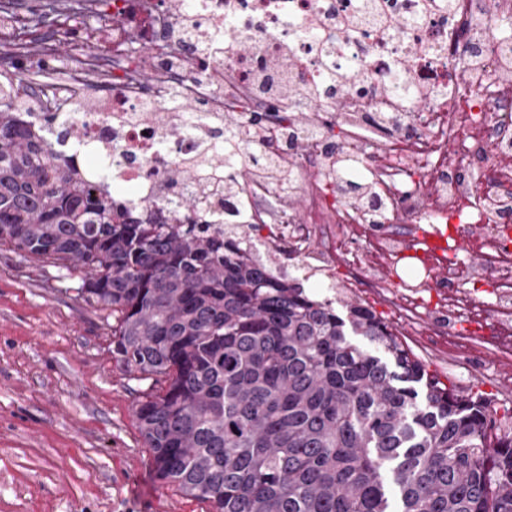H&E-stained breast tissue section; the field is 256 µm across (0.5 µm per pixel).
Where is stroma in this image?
Listing matches in <instances>:
<instances>
[{"label": "stroma", "instance_id": "obj_1", "mask_svg": "<svg viewBox=\"0 0 512 512\" xmlns=\"http://www.w3.org/2000/svg\"><path fill=\"white\" fill-rule=\"evenodd\" d=\"M398 276L380 266L352 279L339 268L335 292L314 295L371 308L428 373L490 401L498 434L512 435V359L469 324L445 341L428 315L406 317L370 284ZM494 282L481 258H465L460 285L479 313ZM79 285L78 274L0 248V512H206L157 479L133 414L150 383L113 360L112 316L78 295Z\"/></svg>", "mask_w": 512, "mask_h": 512}]
</instances>
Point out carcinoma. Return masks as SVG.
Masks as SVG:
<instances>
[{
  "mask_svg": "<svg viewBox=\"0 0 512 512\" xmlns=\"http://www.w3.org/2000/svg\"><path fill=\"white\" fill-rule=\"evenodd\" d=\"M39 2L19 36L54 10ZM54 82H0V246L80 272L77 292L112 310V358L160 384L133 406L159 480L209 512H512V437L486 400L428 374L360 303L340 314L259 265L194 204L130 215L47 137L57 111L29 120ZM224 121V160L246 173L224 193L243 197L264 117ZM336 149L326 176L361 209L369 181Z\"/></svg>",
  "mask_w": 512,
  "mask_h": 512,
  "instance_id": "cac0c4a2",
  "label": "carcinoma"
}]
</instances>
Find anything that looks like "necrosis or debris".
Returning <instances> with one entry per match:
<instances>
[{
	"instance_id": "1",
	"label": "necrosis or debris",
	"mask_w": 512,
	"mask_h": 512,
	"mask_svg": "<svg viewBox=\"0 0 512 512\" xmlns=\"http://www.w3.org/2000/svg\"><path fill=\"white\" fill-rule=\"evenodd\" d=\"M380 2L388 16L403 20L401 31L370 20L354 32L340 30L338 18L353 15L361 0H194L190 9L164 8L160 0H112L109 42H101L93 25L75 44L61 22L46 35L49 45L70 43L78 59L86 46H95L102 74L91 94L81 67H72L56 96L62 111L78 116L83 142L111 169L113 187L127 188L122 201L135 210L166 197L171 167L217 155L225 113L272 103L273 88L253 82L262 63L288 58L299 86L322 83L336 69L354 71L338 101L353 115L344 130L320 117L336 102L330 95L285 102L260 156L297 174L319 171L334 158L337 134L352 138L369 129V146L358 162L385 221L372 223L343 206L329 180H300L285 190L264 178L251 185L244 224L256 225L273 262L297 255L327 275L338 266L358 273L365 255L399 266L419 245L411 225H452L451 243L434 264H418L412 281L381 284L383 295L397 297L411 314L425 289L438 288L433 323L451 337L474 304L458 288V246L481 226L483 261L496 272L488 333L497 337L499 353L512 358V168L497 164L499 156H512V33L493 42L485 38L491 15L512 17V0H455L450 8L440 0ZM192 51L200 66L188 75L181 63ZM398 61L408 68L412 92L393 105L376 89ZM459 95L466 98L465 110H449L448 98ZM200 96L207 100L202 111L195 104ZM295 110L317 115L297 153L284 135ZM477 181L483 185L478 202L461 208ZM292 192L304 197V215L288 207ZM361 237L362 254L354 248Z\"/></svg>"
}]
</instances>
